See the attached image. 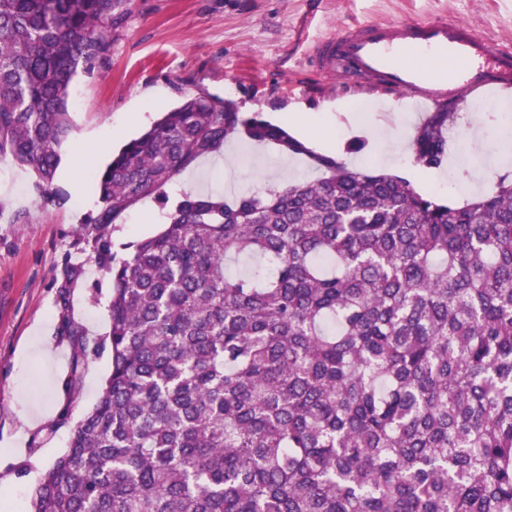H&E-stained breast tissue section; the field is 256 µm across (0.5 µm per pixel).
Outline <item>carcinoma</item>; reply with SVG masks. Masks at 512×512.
I'll return each instance as SVG.
<instances>
[{
  "label": "carcinoma",
  "mask_w": 512,
  "mask_h": 512,
  "mask_svg": "<svg viewBox=\"0 0 512 512\" xmlns=\"http://www.w3.org/2000/svg\"><path fill=\"white\" fill-rule=\"evenodd\" d=\"M126 2L0 0V161L47 200L72 78ZM457 120L429 113L416 165L445 164ZM240 133L308 152L194 95L99 176L111 372L32 512H512V181L453 206L316 156L314 180L187 193L114 255L121 215Z\"/></svg>",
  "instance_id": "carcinoma-1"
}]
</instances>
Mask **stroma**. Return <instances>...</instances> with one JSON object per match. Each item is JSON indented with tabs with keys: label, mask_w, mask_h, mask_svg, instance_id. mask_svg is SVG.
<instances>
[{
	"label": "stroma",
	"mask_w": 512,
	"mask_h": 512,
	"mask_svg": "<svg viewBox=\"0 0 512 512\" xmlns=\"http://www.w3.org/2000/svg\"><path fill=\"white\" fill-rule=\"evenodd\" d=\"M435 18L467 22L512 48V0H128L108 53L91 70H78L70 85L69 98L80 109L71 112L72 131L59 150L57 201H45L30 167L10 164V179L0 180V485L11 488L20 512H30L40 478L95 406L111 366V281L88 231L98 212L95 175L111 156L82 166L78 194L69 179L75 148L93 149L109 130L113 151L120 150L189 95L231 100L276 125L288 114L327 112L340 122L330 156L405 177L462 205L478 194L472 170L491 158H503L501 173L512 178V114L492 111L489 97L459 103L460 117L484 113L483 141L469 145L451 133L454 166L425 182L411 141L398 132L418 125L415 113L394 94L322 72L315 55L320 41L345 26ZM361 103L369 111H358ZM354 141L363 149L350 150ZM316 175L308 157L233 140L229 150L200 158L167 184L164 199L144 198L120 217L112 250L125 256L132 244L157 234L184 182L231 198ZM68 263L83 271L71 288L62 285Z\"/></svg>",
	"instance_id": "stroma-1"
}]
</instances>
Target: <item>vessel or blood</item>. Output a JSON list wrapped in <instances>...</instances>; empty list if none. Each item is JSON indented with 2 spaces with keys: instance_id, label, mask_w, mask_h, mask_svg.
Segmentation results:
<instances>
[{
  "instance_id": "obj_1",
  "label": "vessel or blood",
  "mask_w": 512,
  "mask_h": 512,
  "mask_svg": "<svg viewBox=\"0 0 512 512\" xmlns=\"http://www.w3.org/2000/svg\"><path fill=\"white\" fill-rule=\"evenodd\" d=\"M318 63L339 77L377 81L414 104L512 90V49L458 20L345 27L320 45Z\"/></svg>"
}]
</instances>
